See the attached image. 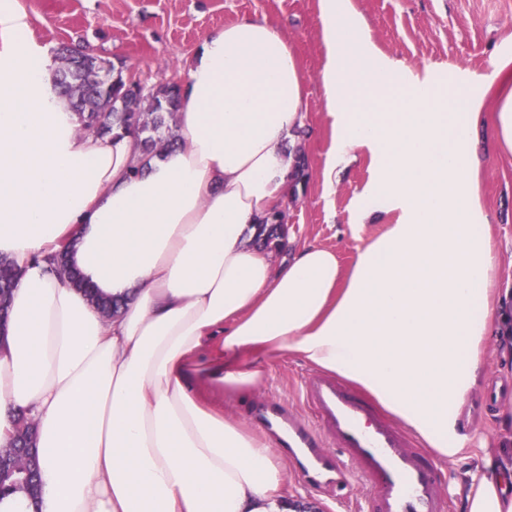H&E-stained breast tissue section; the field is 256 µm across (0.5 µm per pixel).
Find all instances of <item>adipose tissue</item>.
Wrapping results in <instances>:
<instances>
[{
	"label": "adipose tissue",
	"mask_w": 512,
	"mask_h": 512,
	"mask_svg": "<svg viewBox=\"0 0 512 512\" xmlns=\"http://www.w3.org/2000/svg\"><path fill=\"white\" fill-rule=\"evenodd\" d=\"M331 165L367 155L358 218L398 212L349 269L306 243L256 244L284 208L305 79L282 29L246 17L188 61L180 140L132 175L120 129L88 135L52 85L19 0H0V258L22 271L0 340V447L35 424L38 504L0 512H285L288 460L213 395L259 385L288 350L370 394L438 459L469 444L497 271L480 205L481 139L512 156V93L485 121L436 78L374 48L351 0H321ZM487 133H480V126ZM67 250L105 319L45 257ZM494 449L465 474V512H512Z\"/></svg>",
	"instance_id": "ef3b65f1"
}]
</instances>
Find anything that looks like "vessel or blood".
Instances as JSON below:
<instances>
[{"instance_id":"obj_1","label":"vessel or blood","mask_w":512,"mask_h":512,"mask_svg":"<svg viewBox=\"0 0 512 512\" xmlns=\"http://www.w3.org/2000/svg\"><path fill=\"white\" fill-rule=\"evenodd\" d=\"M304 395L315 423L287 422L310 483L341 488L357 476L373 489L358 512H445L434 463L383 411L323 376L310 379Z\"/></svg>"}]
</instances>
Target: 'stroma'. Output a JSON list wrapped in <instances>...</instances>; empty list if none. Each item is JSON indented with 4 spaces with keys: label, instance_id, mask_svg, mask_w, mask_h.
I'll list each match as a JSON object with an SVG mask.
<instances>
[{
    "label": "stroma",
    "instance_id": "stroma-1",
    "mask_svg": "<svg viewBox=\"0 0 512 512\" xmlns=\"http://www.w3.org/2000/svg\"><path fill=\"white\" fill-rule=\"evenodd\" d=\"M369 35L383 55L401 61L413 76L454 74L448 88L460 95L482 94L483 110H496L512 75L492 79L490 60L512 56V0H353ZM32 39L47 57L60 44L83 47L122 63L124 72L147 84L175 77L185 80V62L208 33L242 17H264L279 24L306 76L305 124L295 149L305 161V177L288 198L289 247L315 243L335 250L350 266L358 248L396 223L397 213L373 218L359 233V194L369 178V160L357 158L326 178L333 143L331 120L321 93L320 73L326 50L320 32L319 0H20ZM481 204L489 215L499 258L494 284L495 334L487 342L489 360L469 408L474 434L457 462L442 463V482L454 500L448 512H464L462 475L479 463L484 447L512 460V393L492 409L482 399L489 386L512 383V338L506 333L512 309V159L491 154L481 173ZM265 379L255 389L225 395V415L252 426L254 410L277 403L289 413L312 421L302 392L314 370L297 354L283 351L265 359ZM369 488L350 479L344 500L329 488L307 483L289 468L283 484L289 512H347V504L367 497Z\"/></svg>",
    "mask_w": 512,
    "mask_h": 512
}]
</instances>
